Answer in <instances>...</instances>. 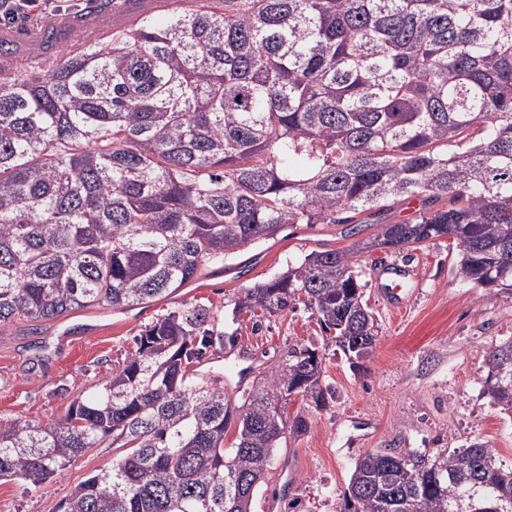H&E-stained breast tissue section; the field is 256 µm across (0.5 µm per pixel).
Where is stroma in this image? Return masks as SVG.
Here are the masks:
<instances>
[{
    "mask_svg": "<svg viewBox=\"0 0 512 512\" xmlns=\"http://www.w3.org/2000/svg\"><path fill=\"white\" fill-rule=\"evenodd\" d=\"M349 243L343 225L294 224L277 238L240 248L234 273L220 262L204 264L178 296L126 310L79 309L36 327L14 322L0 330V419L35 424L59 419L73 398L92 397L122 368L145 326L183 304L202 301L217 328L234 335L233 351L248 354L243 362L209 363L212 374L229 379L226 395L232 402H240L254 378L302 349L318 352L321 385L332 392L320 407L299 396L289 401V417L305 418L309 428L300 435L285 432L255 512H339L356 460L370 451L430 463L444 451L479 441L511 467L512 418L501 414L481 387L487 350L512 338V290L489 291L457 280L452 273L457 250L447 240L361 256L365 297L379 333L359 369L329 342L303 304L275 315L240 308L245 289L311 251ZM392 265L414 273L397 310L380 277ZM118 456L113 448L94 449L37 488L1 480L0 512H52L78 483L111 467Z\"/></svg>",
    "mask_w": 512,
    "mask_h": 512,
    "instance_id": "stroma-1",
    "label": "stroma"
}]
</instances>
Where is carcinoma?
I'll return each mask as SVG.
<instances>
[{
    "label": "carcinoma",
    "mask_w": 512,
    "mask_h": 512,
    "mask_svg": "<svg viewBox=\"0 0 512 512\" xmlns=\"http://www.w3.org/2000/svg\"><path fill=\"white\" fill-rule=\"evenodd\" d=\"M180 2L163 22L64 33L38 76L0 60V329L171 296L293 224L376 231L241 307L300 301L359 361L375 338L365 252L446 238L456 278L512 290V0ZM410 197L428 205L417 221H376ZM211 314L156 319L61 418L0 420V479L36 488L107 445L121 456L54 512H254L279 403L324 401L322 364L294 352L233 404L196 369L224 351ZM484 363L483 394L512 417V338ZM341 512H512V467L482 442L427 465L368 452Z\"/></svg>",
    "instance_id": "cac0c4a2"
}]
</instances>
